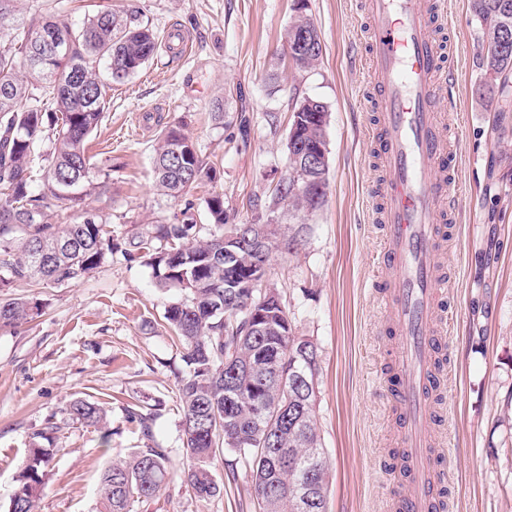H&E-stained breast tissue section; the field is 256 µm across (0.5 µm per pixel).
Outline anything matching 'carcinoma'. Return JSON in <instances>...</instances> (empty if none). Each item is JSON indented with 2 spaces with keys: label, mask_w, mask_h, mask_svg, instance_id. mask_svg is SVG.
Segmentation results:
<instances>
[{
  "label": "carcinoma",
  "mask_w": 512,
  "mask_h": 512,
  "mask_svg": "<svg viewBox=\"0 0 512 512\" xmlns=\"http://www.w3.org/2000/svg\"><path fill=\"white\" fill-rule=\"evenodd\" d=\"M16 0H0V288L17 284H65L84 279L112 253L109 222L81 208L97 189L94 179L108 180L111 170L96 166L86 153L85 141L101 124L106 109L105 83L99 71L105 63L115 83L137 73L155 55L159 38L132 15L103 8L75 24L55 19L25 18L16 14ZM486 52L478 68L486 78L489 98L512 86V48L499 49L502 33L512 34V0H468ZM316 26L304 13L294 16L286 38L289 58L296 67L315 66L322 45H299L303 32ZM64 37V50L42 55L45 38ZM329 109L295 101L288 127H297L301 141L325 138ZM47 139L52 147L36 164L35 146ZM179 142L181 155L170 147ZM213 166L179 126L163 130L154 155L156 184L164 195L179 200L193 185L210 177ZM44 190L34 192L37 176ZM79 213L68 224L48 222L51 202ZM326 195L313 201L293 191L292 181L278 182L265 205L267 211L286 207L313 213ZM194 204L185 203L180 224H150L128 239L126 253L153 269L160 282L179 288L183 301L169 305L165 322L183 348L186 373L177 393L182 409L183 448L187 468L172 470L169 449L158 443L135 448L104 471L100 500L103 512H132L134 503L157 498L175 479L189 486L196 497L224 494L211 463L230 450L249 468L259 512H326L329 463L322 448L316 419L318 390L288 385V430L264 438L267 421L254 415L253 392L265 385L277 391L284 375L298 372L318 377L319 348L307 336H298L287 307L274 308L276 330L256 334L255 322L236 310L234 297L224 291V279L243 276L252 256L240 253L237 267L224 270L216 252L224 248V233L231 230L224 196L206 200L209 222L198 223ZM304 225L285 226L270 233L268 252L293 254L302 243ZM43 241L56 242L59 253L36 255ZM165 247H155V242ZM39 313L35 302L3 294L0 329L16 328ZM239 393L225 396L227 383ZM63 413L88 427L103 429L106 411L95 400L77 397L66 402ZM141 432L153 440L154 415L141 407L129 410ZM237 438L230 445L227 435ZM53 449L33 443L28 463L17 479L6 512H36L45 469Z\"/></svg>",
  "instance_id": "obj_1"
}]
</instances>
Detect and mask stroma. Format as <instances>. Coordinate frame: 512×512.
Masks as SVG:
<instances>
[{
  "label": "stroma",
  "instance_id": "stroma-1",
  "mask_svg": "<svg viewBox=\"0 0 512 512\" xmlns=\"http://www.w3.org/2000/svg\"><path fill=\"white\" fill-rule=\"evenodd\" d=\"M138 12L160 38L177 31L184 52L160 47L136 74L107 91L106 117L89 144L96 163L111 162L112 179L88 197L105 215L118 248L84 280L21 288L41 317L0 330V512L28 459L32 435L54 421L55 456L37 512H100V477L114 457L146 446L127 409L155 416L154 438L175 468L189 460L182 446L177 375L182 349L166 327L165 309L183 300L160 286L151 267L124 257L131 233L147 224H176L184 203L154 186L153 154L163 129L182 126L216 163L213 178L191 188L196 215L220 194L234 223L258 214L248 200L268 197L288 165L287 121L294 95L330 108L326 138L329 188L325 205L287 211L281 224L307 230L296 254H274L271 283L300 335L321 359L315 418L330 462L328 512H385L389 480L381 457L393 430L383 385L388 325L371 283L382 243L372 217L376 171L369 155L366 44L362 0H308L322 56L310 69L282 54L294 17L292 0H18L24 16L79 21L98 7ZM454 37L450 64L457 80L446 98L460 129L457 234L448 247L456 275L447 306L450 372L440 397L450 410L435 445L452 440L448 512H512V112L492 113L478 93L482 45L467 0H441ZM223 112H216V105ZM279 122L269 127V115ZM107 411V432L68 419L72 397ZM212 471L224 494L197 498L181 481L134 512H253L249 473L237 454L217 456Z\"/></svg>",
  "mask_w": 512,
  "mask_h": 512
}]
</instances>
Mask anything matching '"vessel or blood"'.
<instances>
[{
	"mask_svg": "<svg viewBox=\"0 0 512 512\" xmlns=\"http://www.w3.org/2000/svg\"><path fill=\"white\" fill-rule=\"evenodd\" d=\"M364 9L376 117L370 153L381 168L374 210L383 247L375 261L384 272L372 288L396 338L388 347L391 418L403 454L387 461L399 487L386 509L446 512L447 455L429 439L441 419L431 401L443 388L441 302L453 285L445 259L456 234L461 166L460 131L435 103L437 87L455 81L434 37L446 17L439 0H364Z\"/></svg>",
	"mask_w": 512,
	"mask_h": 512,
	"instance_id": "1",
	"label": "vessel or blood"
}]
</instances>
